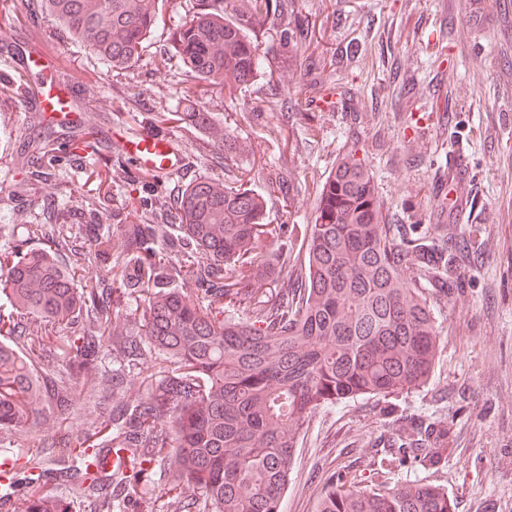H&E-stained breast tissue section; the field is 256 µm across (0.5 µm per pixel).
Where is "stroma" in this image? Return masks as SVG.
<instances>
[{
    "mask_svg": "<svg viewBox=\"0 0 512 512\" xmlns=\"http://www.w3.org/2000/svg\"><path fill=\"white\" fill-rule=\"evenodd\" d=\"M502 0H306L314 25V47L332 50L356 43L350 67L325 73V91L311 94L310 55L289 47L286 20L263 25L261 50L276 88L258 78L245 98L202 99L206 112L237 115L235 137L253 152L240 166L287 170L295 206L281 194L267 204L270 223L310 222L320 183L343 154L365 160L390 223L433 234L447 225L453 240L467 242L474 260L453 284L425 294L442 342L428 383L414 391L357 396L319 408L296 451L283 512H314L328 477L373 480L376 448L413 419L433 418L448 426L447 461L436 468L397 467L382 481L420 480L445 489L456 512H512V12ZM16 20L0 24V85L17 80L24 53L40 47L42 63L71 86L78 103L103 100L96 112L80 111L78 129H91L99 161L114 152L115 139L150 128L158 91L169 101L181 95L177 58L168 27L184 19L181 0H159L167 26L150 37L140 59L122 79H113L83 47L49 38L48 20L37 0H12ZM345 91L336 108V91ZM451 111H440L443 101ZM290 117L294 133L284 155L267 148L266 134ZM66 121H43L23 108L17 94L0 92V243L24 237L43 200L74 208L85 181L79 165L61 164L55 180L35 191L18 188L10 169L45 131H68ZM317 136H310V128ZM187 156L184 169L155 177L142 187L115 174L103 189L115 200L173 196L190 181L220 177L224 167L198 153L203 130L172 128ZM163 475L153 470L130 490L126 512H167Z\"/></svg>",
    "mask_w": 512,
    "mask_h": 512,
    "instance_id": "35a3bbf8",
    "label": "stroma"
}]
</instances>
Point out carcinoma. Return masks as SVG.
Instances as JSON below:
<instances>
[{
    "mask_svg": "<svg viewBox=\"0 0 512 512\" xmlns=\"http://www.w3.org/2000/svg\"><path fill=\"white\" fill-rule=\"evenodd\" d=\"M69 43L120 78L163 25L157 0H39ZM289 14L288 40L303 43L310 23L299 0H185V20L169 31L185 76L183 107L159 104L150 123L202 128L224 152V178H203L181 194L149 200L82 196L79 215L58 209L0 246V486L24 480L17 512H72L44 489V457L10 451L12 435L54 430L61 449L57 485L81 487L83 512H124L127 484L158 467L169 512H282L295 451L315 411L355 396L424 386L441 343L421 288L440 280L464 251L397 239L365 160L342 156L322 182L313 221L271 224L266 194L280 178L261 168L266 192L235 158L253 151L226 120L198 112L205 96L237 100L272 70L256 29ZM321 71L344 54L321 53ZM290 126L270 132L285 151ZM98 149L82 130L57 143L49 132L11 159L20 184L45 183L62 161H86L99 181L122 155L97 168ZM122 248L112 251V237ZM51 250H36L34 240ZM247 307L242 318L237 310ZM154 355L149 363L147 354ZM112 359L101 370L100 355ZM89 395L105 387L80 425L69 380ZM448 427L426 418L377 459L434 466L447 457ZM316 512H455L445 490L419 480L368 485L331 476Z\"/></svg>",
    "mask_w": 512,
    "mask_h": 512,
    "instance_id": "obj_1",
    "label": "carcinoma"
}]
</instances>
